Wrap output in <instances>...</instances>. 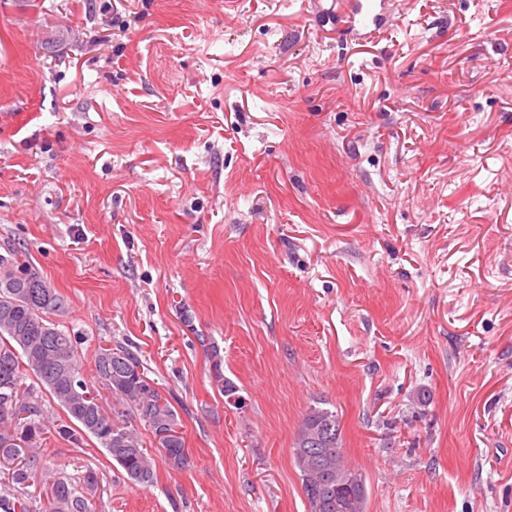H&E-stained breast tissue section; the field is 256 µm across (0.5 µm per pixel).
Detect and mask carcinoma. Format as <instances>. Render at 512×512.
<instances>
[{
    "instance_id": "cac0c4a2",
    "label": "carcinoma",
    "mask_w": 512,
    "mask_h": 512,
    "mask_svg": "<svg viewBox=\"0 0 512 512\" xmlns=\"http://www.w3.org/2000/svg\"><path fill=\"white\" fill-rule=\"evenodd\" d=\"M63 308L61 297L20 251L11 248L0 254V466L12 470L13 487L0 493V512H35L36 496L28 487L43 484L47 505L42 512H92L91 499L98 477L87 471L75 484L61 472L45 473L40 467L38 440L44 434L42 400L23 388L33 377L40 388L65 412L69 423L57 428L61 438L78 443L84 437L98 440L124 471L128 480L149 486L154 482L152 464L136 428L128 426L124 411L107 412L91 395L77 361L76 337L44 317ZM95 370L101 384L145 422L155 435L169 463L187 461L181 422L155 382L148 378L137 355L128 348L100 349ZM340 419L327 408H310L293 443V462L300 472L309 512H319V487L313 483L315 470L331 469V499L343 505L354 500L350 510L366 512L368 493L364 476L343 463Z\"/></svg>"
}]
</instances>
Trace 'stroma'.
Instances as JSON below:
<instances>
[{
  "label": "stroma",
  "mask_w": 512,
  "mask_h": 512,
  "mask_svg": "<svg viewBox=\"0 0 512 512\" xmlns=\"http://www.w3.org/2000/svg\"><path fill=\"white\" fill-rule=\"evenodd\" d=\"M329 5L0 0V254L103 408L121 345L189 451L137 423L132 483L43 397L42 465L95 471L94 512H308L313 407L367 512H512V0H392L364 39ZM341 434L338 414L327 408H310L299 427L293 443L292 456L294 465L300 472L302 488L310 512H321L319 511L320 489L312 481L314 471L317 469L334 471L332 490L329 492L335 507L327 512L366 511L368 493L365 478L362 473L348 468L343 463ZM314 438L320 439L316 447H313ZM351 499L354 500L352 509H336V502L344 505Z\"/></svg>",
  "instance_id": "stroma-1"
}]
</instances>
